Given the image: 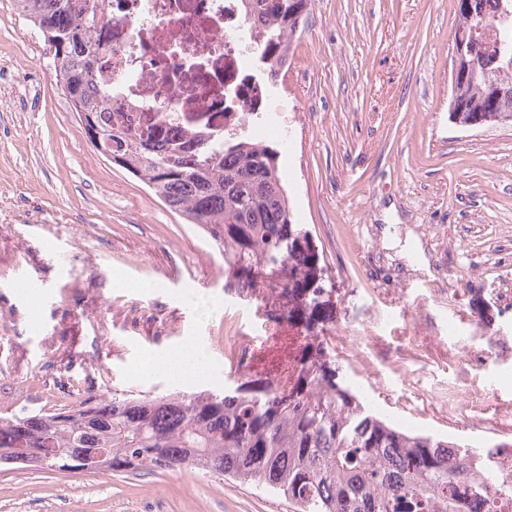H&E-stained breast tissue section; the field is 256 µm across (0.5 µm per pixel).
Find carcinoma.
<instances>
[{"mask_svg": "<svg viewBox=\"0 0 512 512\" xmlns=\"http://www.w3.org/2000/svg\"><path fill=\"white\" fill-rule=\"evenodd\" d=\"M83 12L79 0H14L50 48H63L55 71L72 111L109 133L114 164L140 178L190 224L204 229L224 252V287L264 300L288 320L323 306L324 268L309 232L294 220L278 154L246 135L227 138L224 152L200 143L190 153L165 151L138 140L112 120L98 93L95 61L102 54L106 0ZM311 0H245L266 26L255 31L270 83L288 62V49ZM476 14L493 23L453 85L474 122L512 124V0H474ZM290 383L271 374L222 395L207 391L161 398H112L59 412L0 417V463L59 470L81 467L91 448L109 456L107 473L180 466L231 475L279 491L300 512H512V472L501 458L512 449H475L404 432L373 414L338 381L336 360L317 336L304 337L290 359Z\"/></svg>", "mask_w": 512, "mask_h": 512, "instance_id": "obj_1", "label": "carcinoma"}]
</instances>
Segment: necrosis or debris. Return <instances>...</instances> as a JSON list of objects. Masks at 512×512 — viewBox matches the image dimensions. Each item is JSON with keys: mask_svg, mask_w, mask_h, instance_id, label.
Wrapping results in <instances>:
<instances>
[{"mask_svg": "<svg viewBox=\"0 0 512 512\" xmlns=\"http://www.w3.org/2000/svg\"><path fill=\"white\" fill-rule=\"evenodd\" d=\"M108 16L112 49L97 67L112 85V108L154 134L157 147L276 134L242 0H110ZM192 78L198 85L189 95Z\"/></svg>", "mask_w": 512, "mask_h": 512, "instance_id": "necrosis-or-debris-1", "label": "necrosis or debris"}]
</instances>
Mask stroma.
<instances>
[{
    "instance_id": "stroma-1",
    "label": "stroma",
    "mask_w": 512,
    "mask_h": 512,
    "mask_svg": "<svg viewBox=\"0 0 512 512\" xmlns=\"http://www.w3.org/2000/svg\"><path fill=\"white\" fill-rule=\"evenodd\" d=\"M457 24L455 0H311L268 143L331 290L318 319L290 322L225 290L203 229L96 151L41 33L0 0V417L257 382L263 364L235 375L231 360L274 321L326 337L391 424L512 444V126L449 121ZM192 344L204 371L140 374ZM0 512L298 510L189 467H1Z\"/></svg>"
}]
</instances>
